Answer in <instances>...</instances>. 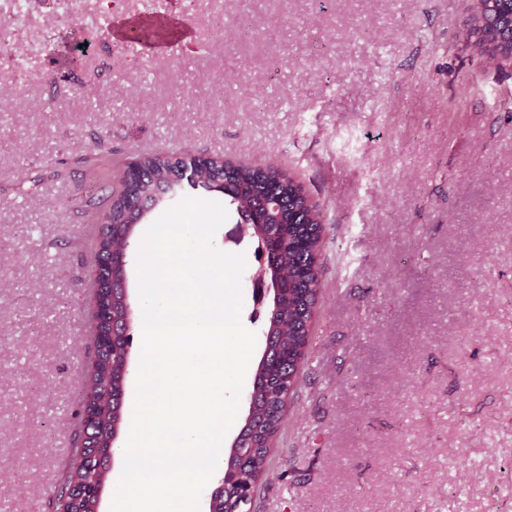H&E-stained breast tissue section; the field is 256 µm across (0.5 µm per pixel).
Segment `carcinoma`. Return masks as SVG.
Wrapping results in <instances>:
<instances>
[{"instance_id": "1", "label": "carcinoma", "mask_w": 512, "mask_h": 512, "mask_svg": "<svg viewBox=\"0 0 512 512\" xmlns=\"http://www.w3.org/2000/svg\"><path fill=\"white\" fill-rule=\"evenodd\" d=\"M492 14L494 22L470 29L469 37L481 54L499 51L506 56L512 51V0H495ZM191 163L212 191L230 199L238 214L246 213L245 205L250 202L267 203V208L259 212L256 238L268 253L267 276L271 287L279 289V306L265 329L267 350L255 374L252 407L225 463V469L238 481L250 482L268 465L271 438L281 427L289 394L299 384L300 364L296 360L302 361L307 355L311 321L308 300L321 287L322 215L318 205L309 208L305 199L299 197L302 215L298 223H288L283 203L300 192V183L275 163L231 167L218 157L204 159L189 152L154 153L138 161L139 174L133 185L123 183L120 190L108 197L106 224L100 231V253L128 237H136L137 229L127 224L126 219L131 198L160 203L165 191L180 192L175 180L180 169ZM99 302L111 308L112 321L124 319L125 307L110 291L103 292ZM122 341L123 337L116 336L112 346L99 349L84 377L82 403L98 408L99 414L93 436L83 440L88 445L87 457L105 454L114 425L123 422L119 401L106 400L109 389L119 388L124 370ZM84 475L85 461L72 460L58 508L65 512H93L90 500L67 493L66 485ZM250 504L249 500L242 502L236 498L235 489L226 488L224 494L212 500L210 512H248Z\"/></svg>"}]
</instances>
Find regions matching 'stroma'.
<instances>
[{
  "instance_id": "obj_1",
  "label": "stroma",
  "mask_w": 512,
  "mask_h": 512,
  "mask_svg": "<svg viewBox=\"0 0 512 512\" xmlns=\"http://www.w3.org/2000/svg\"><path fill=\"white\" fill-rule=\"evenodd\" d=\"M474 3L0 0V45L26 43L0 57V512H56L101 190L164 151L278 163L323 209L310 354L250 512H512V62L467 40ZM115 15L187 28L150 54ZM240 221L214 245L246 258L250 383L268 307Z\"/></svg>"
}]
</instances>
